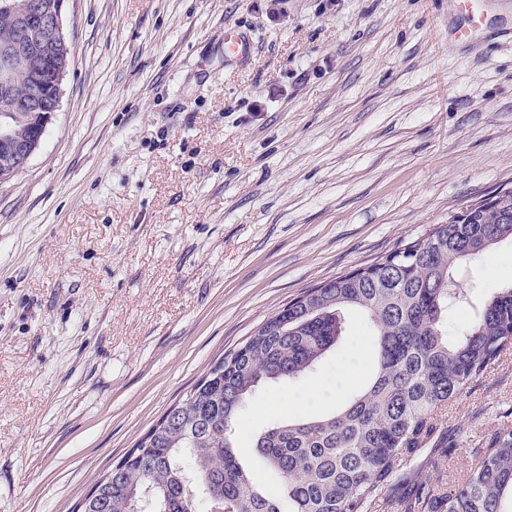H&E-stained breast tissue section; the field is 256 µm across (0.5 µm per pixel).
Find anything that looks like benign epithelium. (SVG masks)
Wrapping results in <instances>:
<instances>
[{
    "instance_id": "obj_1",
    "label": "benign epithelium",
    "mask_w": 512,
    "mask_h": 512,
    "mask_svg": "<svg viewBox=\"0 0 512 512\" xmlns=\"http://www.w3.org/2000/svg\"><path fill=\"white\" fill-rule=\"evenodd\" d=\"M67 0H0V10L15 15V29L0 37V95L8 97V75L14 55L28 51L46 56L48 69L33 78V96L25 101H9L0 112V183L20 174L38 149L42 134L55 112L60 110L63 81L68 72L71 48L63 25ZM32 113L37 135L19 140L14 136L12 120Z\"/></svg>"
}]
</instances>
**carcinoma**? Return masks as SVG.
<instances>
[{
    "instance_id": "1",
    "label": "carcinoma",
    "mask_w": 512,
    "mask_h": 512,
    "mask_svg": "<svg viewBox=\"0 0 512 512\" xmlns=\"http://www.w3.org/2000/svg\"><path fill=\"white\" fill-rule=\"evenodd\" d=\"M37 60L15 59L11 93L25 97ZM512 239V199L470 208L464 224H435L422 239L367 268L310 288L268 317L210 367L189 394L112 466L79 512H367L427 443L448 453L435 408L456 397L512 349V285L494 288L474 319L448 335L451 268ZM360 312L372 329L376 371L368 387L332 413L279 421L255 448L278 484L262 493L239 463L233 428L263 385L303 378L338 343L342 315ZM512 413L477 452L465 481L424 494L399 512H509Z\"/></svg>"
}]
</instances>
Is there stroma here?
Returning a JSON list of instances; mask_svg holds the SVG:
<instances>
[{
    "label": "stroma",
    "instance_id": "obj_1",
    "mask_svg": "<svg viewBox=\"0 0 512 512\" xmlns=\"http://www.w3.org/2000/svg\"><path fill=\"white\" fill-rule=\"evenodd\" d=\"M72 63L27 167L0 183V512L77 504L209 367L305 289L512 188V0H67ZM252 40L242 63L224 33ZM470 322L512 240L457 263ZM350 312L306 379L262 387L233 443L366 385ZM512 410V350L436 410L385 503L465 479Z\"/></svg>",
    "mask_w": 512,
    "mask_h": 512
}]
</instances>
